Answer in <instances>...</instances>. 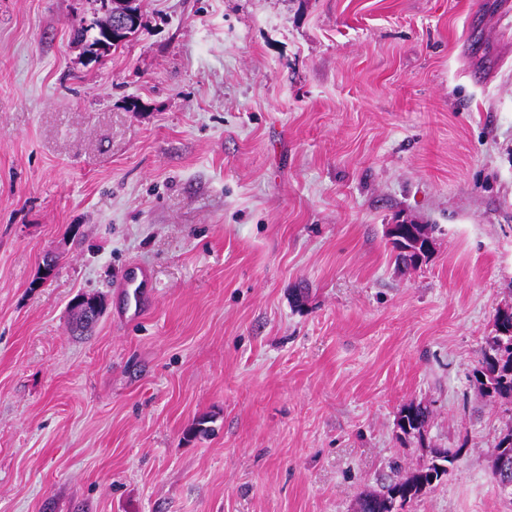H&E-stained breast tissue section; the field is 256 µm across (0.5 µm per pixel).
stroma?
Instances as JSON below:
<instances>
[{
    "label": "stroma",
    "instance_id": "35a3bbf8",
    "mask_svg": "<svg viewBox=\"0 0 512 512\" xmlns=\"http://www.w3.org/2000/svg\"><path fill=\"white\" fill-rule=\"evenodd\" d=\"M137 4L94 61L96 0H0V512H355L440 448L396 512H512L472 377L512 306V0ZM115 3L112 6V12H119L125 15L127 24L124 18L117 17L115 25L123 27L126 25L124 31L117 34L115 37L112 35V43H105V34L112 27L111 12L107 9L105 17L90 25H81L74 30V37L76 40L88 43L90 51L93 53L102 54L109 52L112 47L116 48L125 41H127L133 34L136 33L139 23V12L136 5V0H113ZM105 44V46L103 45ZM408 224L407 222L390 224L388 235L391 240L398 242L402 246L404 253L422 257L426 248L429 247V242L426 241L421 248L422 241L425 237L409 230ZM149 278L150 275L146 269L136 265L129 266L123 275V288L125 293H129L132 289L135 298L137 293H141L142 288H147ZM428 413L420 404L410 403L405 405L397 418V426L404 436L423 437L427 424ZM461 454L460 449L446 448L435 452L431 464L415 469L405 478L389 484L379 494L365 493L358 498V512H393V503L401 505L418 498L424 491L448 474L449 466ZM435 462L447 463L448 469H438Z\"/></svg>",
    "mask_w": 512,
    "mask_h": 512
}]
</instances>
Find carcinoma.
Returning a JSON list of instances; mask_svg holds the SVG:
<instances>
[{
    "mask_svg": "<svg viewBox=\"0 0 512 512\" xmlns=\"http://www.w3.org/2000/svg\"><path fill=\"white\" fill-rule=\"evenodd\" d=\"M125 15L127 24L124 31L105 42V34L112 27L111 12ZM139 27V12L136 0H114L112 11L90 25H81L74 30L76 40L88 43L93 53H106L127 41ZM495 334L486 338L481 351L478 367L473 377L480 383L485 394L494 401L512 400V308L500 309L494 319ZM426 409L413 403L405 405L397 418V426L404 436L421 438L427 424ZM462 453L460 448L439 449L435 452V462L418 468L405 478L389 484L379 494L365 493L358 498V512H392L393 503L402 504L418 498L424 491L448 474L439 469L436 463L453 464ZM493 462L502 457L512 459V430L498 441L492 451Z\"/></svg>",
    "mask_w": 512,
    "mask_h": 512,
    "instance_id": "cac0c4a2",
    "label": "carcinoma"
}]
</instances>
